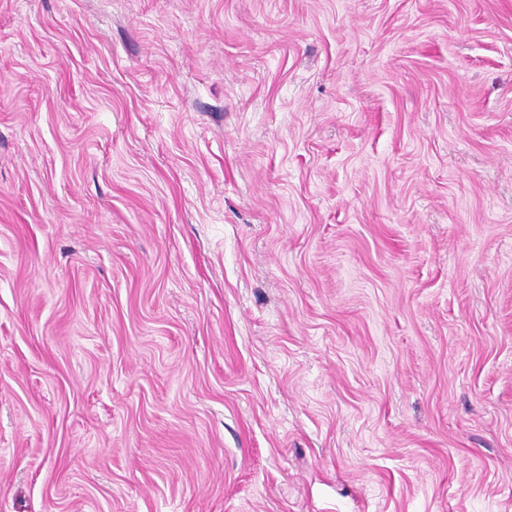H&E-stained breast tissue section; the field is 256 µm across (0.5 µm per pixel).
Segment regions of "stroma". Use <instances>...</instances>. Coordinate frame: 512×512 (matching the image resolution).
I'll return each instance as SVG.
<instances>
[{
  "instance_id": "obj_1",
  "label": "stroma",
  "mask_w": 512,
  "mask_h": 512,
  "mask_svg": "<svg viewBox=\"0 0 512 512\" xmlns=\"http://www.w3.org/2000/svg\"><path fill=\"white\" fill-rule=\"evenodd\" d=\"M0 512H512V0H0Z\"/></svg>"
}]
</instances>
